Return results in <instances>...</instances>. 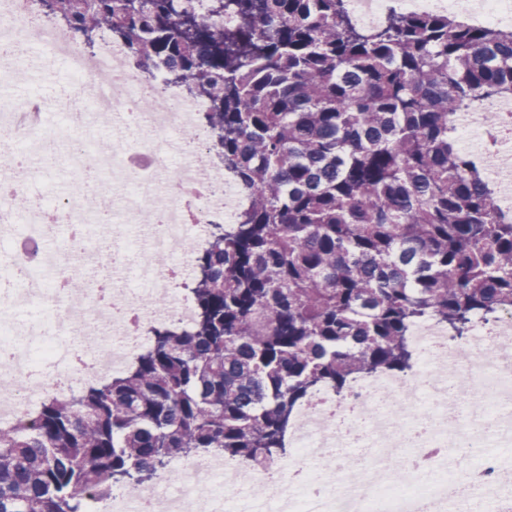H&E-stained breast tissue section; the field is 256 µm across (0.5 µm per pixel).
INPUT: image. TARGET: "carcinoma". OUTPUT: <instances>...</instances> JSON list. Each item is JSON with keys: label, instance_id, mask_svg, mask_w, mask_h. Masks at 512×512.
I'll use <instances>...</instances> for the list:
<instances>
[{"label": "carcinoma", "instance_id": "obj_1", "mask_svg": "<svg viewBox=\"0 0 512 512\" xmlns=\"http://www.w3.org/2000/svg\"><path fill=\"white\" fill-rule=\"evenodd\" d=\"M90 44L208 98L214 148L250 190L195 256L188 327L125 370L0 428V512H91L177 459L287 454L317 387L415 366L412 326L452 341L512 311V213L451 117L512 95V28L396 13L360 30L343 0H52Z\"/></svg>", "mask_w": 512, "mask_h": 512}]
</instances>
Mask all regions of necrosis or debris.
<instances>
[{
  "label": "necrosis or debris",
  "instance_id": "4bbe7bcc",
  "mask_svg": "<svg viewBox=\"0 0 512 512\" xmlns=\"http://www.w3.org/2000/svg\"><path fill=\"white\" fill-rule=\"evenodd\" d=\"M465 9L473 25H511L512 0H345L365 29L391 11ZM37 0H0V82L27 68L24 48L51 47L68 63L74 82L56 97L83 99L59 132L69 160L99 176L81 194L31 201L23 217L0 210V426L32 415L51 389L74 390L124 369L149 346L159 323L190 324L193 304L183 289L211 225L236 223L248 190L214 160L213 134L202 121L210 102L145 78L109 35L86 52L70 31L38 19ZM29 100L0 98V155L10 191L26 196L42 171L41 121L24 120ZM121 113L109 125L112 151L103 156L72 142L93 138L98 117ZM458 146L479 160L489 184L512 177V137L498 139L484 113L452 118ZM112 241L98 257L100 287L74 292L71 282L87 256L90 224ZM418 363L406 376L360 377L344 395L315 390L288 435L293 453L265 467L243 466L219 454L175 461L155 486L117 490L102 512H153L156 491L177 492L168 512H504V465L492 454L512 427V312L494 322L475 318L453 343L437 321L411 330ZM466 360H458V351ZM26 386L16 390L14 376ZM341 448L360 456L341 465Z\"/></svg>",
  "mask_w": 512,
  "mask_h": 512
}]
</instances>
